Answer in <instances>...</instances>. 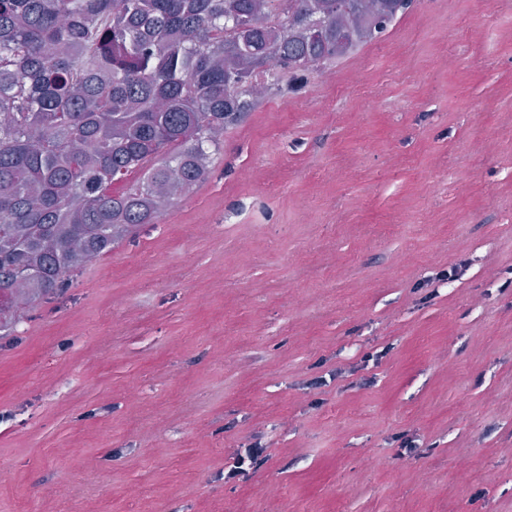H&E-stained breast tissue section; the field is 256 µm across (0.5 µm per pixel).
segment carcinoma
Returning a JSON list of instances; mask_svg holds the SVG:
<instances>
[{"label": "carcinoma", "instance_id": "cac0c4a2", "mask_svg": "<svg viewBox=\"0 0 512 512\" xmlns=\"http://www.w3.org/2000/svg\"><path fill=\"white\" fill-rule=\"evenodd\" d=\"M409 0H0V329L204 181L256 96Z\"/></svg>", "mask_w": 512, "mask_h": 512}]
</instances>
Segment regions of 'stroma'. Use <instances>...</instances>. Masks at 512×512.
Here are the masks:
<instances>
[{
    "mask_svg": "<svg viewBox=\"0 0 512 512\" xmlns=\"http://www.w3.org/2000/svg\"><path fill=\"white\" fill-rule=\"evenodd\" d=\"M0 512H512V0H414L21 305ZM244 448L243 452L238 454L235 464L225 473L224 478L231 480L247 472V467L256 469L260 467L267 459V448Z\"/></svg>",
    "mask_w": 512,
    "mask_h": 512,
    "instance_id": "stroma-1",
    "label": "stroma"
}]
</instances>
